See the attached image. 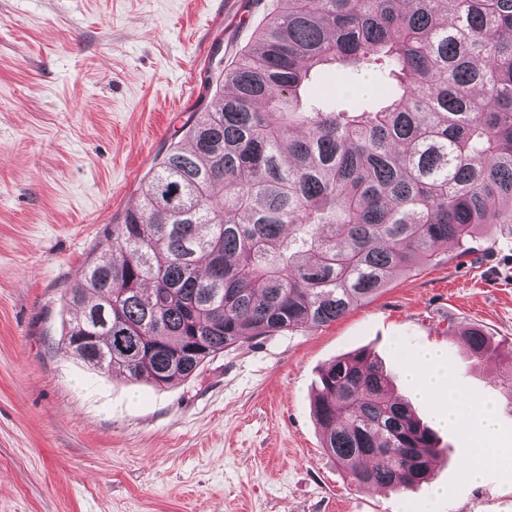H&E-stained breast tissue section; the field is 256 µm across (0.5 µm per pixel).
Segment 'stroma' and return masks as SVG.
Masks as SVG:
<instances>
[{
	"label": "stroma",
	"mask_w": 512,
	"mask_h": 512,
	"mask_svg": "<svg viewBox=\"0 0 512 512\" xmlns=\"http://www.w3.org/2000/svg\"><path fill=\"white\" fill-rule=\"evenodd\" d=\"M273 0H0V512H512V408L461 329L512 343V226L485 225L335 322L261 336L164 386L67 352L65 300L137 202L211 77ZM375 73L329 66L305 88L378 104ZM443 351L445 380L497 405L484 481L462 467L469 425L435 427L442 459L404 493L348 486L313 411L321 370L374 352L398 394L405 361Z\"/></svg>",
	"instance_id": "35a3bbf8"
}]
</instances>
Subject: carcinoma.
Listing matches in <instances>:
<instances>
[{
  "label": "carcinoma",
  "instance_id": "carcinoma-1",
  "mask_svg": "<svg viewBox=\"0 0 512 512\" xmlns=\"http://www.w3.org/2000/svg\"><path fill=\"white\" fill-rule=\"evenodd\" d=\"M329 63L397 93L351 112L303 101ZM88 260L62 342L105 373L186 379L259 336L336 321L395 277L512 224V0H276ZM462 340L512 407V346ZM323 447L357 487L428 480L437 434L369 351L322 370Z\"/></svg>",
  "mask_w": 512,
  "mask_h": 512
}]
</instances>
